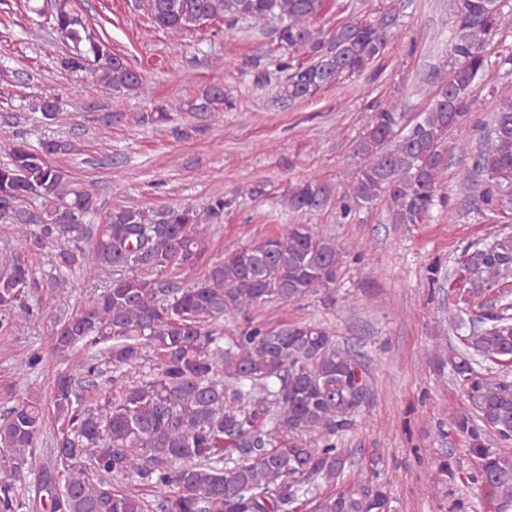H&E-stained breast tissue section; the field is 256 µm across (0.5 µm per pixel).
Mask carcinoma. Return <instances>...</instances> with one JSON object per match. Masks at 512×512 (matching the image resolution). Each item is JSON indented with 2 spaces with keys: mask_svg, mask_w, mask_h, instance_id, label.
Here are the masks:
<instances>
[{
  "mask_svg": "<svg viewBox=\"0 0 512 512\" xmlns=\"http://www.w3.org/2000/svg\"><path fill=\"white\" fill-rule=\"evenodd\" d=\"M327 0H148L153 23L177 37L208 20L240 21L265 29L276 19L280 55L276 92L301 102L350 81L379 61L396 36V16L351 18L332 38L315 27ZM507 0H450L451 38L443 74L428 111L404 123L398 104L379 106L356 140L363 159L343 191L316 178L288 190V209L311 214L336 200L347 217L384 202L394 224H421L441 193L448 167V133L463 128L475 83L489 66L495 37L512 28ZM52 26L69 45L62 65L89 72L114 92L137 93L144 74L88 27L73 0H53ZM224 88L209 87L190 112L214 119L224 111ZM45 119L68 120L58 98L37 103ZM490 143L475 156L485 176V203L512 195V100L491 106ZM71 144L44 140L37 148L12 140L0 163V220L14 226V245L0 269V329L38 317L27 301L36 284L24 254L49 248L58 268L81 267L112 282L84 306L54 317L50 344L71 362L48 399L18 400L0 415V512L27 503L17 482L36 458L46 408L64 428L51 449L53 466L40 491L50 512H387L384 487L358 482L334 486L348 468L338 447L368 395L358 356L320 324L271 328L251 313L272 300L328 294L341 269L343 247L310 224H290L239 248H227L192 284L177 270L195 267L206 251L210 226L234 199L212 200L208 223L196 210H154L117 205L99 211L92 193L72 187L53 156ZM47 202L38 215L24 209L31 197ZM99 217L96 224L88 216ZM464 267L480 284L512 272V236L464 254ZM242 319L226 336L219 323ZM483 326L470 321L463 349L450 363L467 385L476 419L457 427L478 460L475 482L496 506L512 512V456L485 445L484 430L512 438V387L474 378L475 358L512 361V305ZM84 388L102 402L83 404ZM146 486L154 499L138 491Z\"/></svg>",
  "mask_w": 512,
  "mask_h": 512,
  "instance_id": "obj_1",
  "label": "carcinoma"
}]
</instances>
